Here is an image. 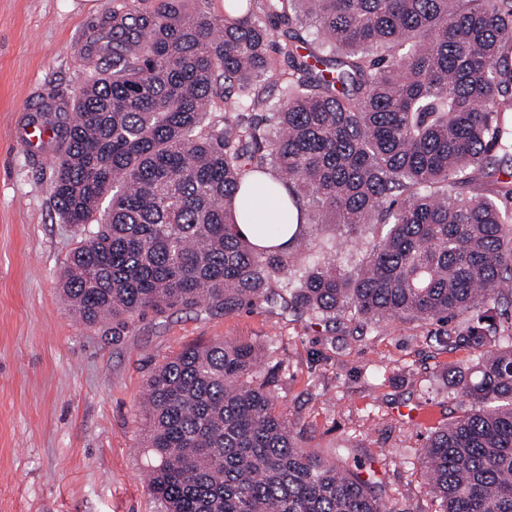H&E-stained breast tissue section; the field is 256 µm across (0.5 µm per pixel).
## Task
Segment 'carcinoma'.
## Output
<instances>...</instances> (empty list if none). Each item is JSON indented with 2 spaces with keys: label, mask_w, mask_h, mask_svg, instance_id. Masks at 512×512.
<instances>
[{
  "label": "carcinoma",
  "mask_w": 512,
  "mask_h": 512,
  "mask_svg": "<svg viewBox=\"0 0 512 512\" xmlns=\"http://www.w3.org/2000/svg\"><path fill=\"white\" fill-rule=\"evenodd\" d=\"M191 0L105 12L80 53L106 69L35 114L58 142L51 194L85 238L61 276L88 325L278 299L325 322H470L434 337L464 408L419 462L437 512H512V0ZM317 36L300 52L299 28ZM270 86L281 89L271 103ZM304 224L386 227L349 270L260 248L247 184ZM246 337L191 344L147 383L160 512H400L280 410Z\"/></svg>",
  "instance_id": "obj_1"
}]
</instances>
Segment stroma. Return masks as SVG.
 I'll return each mask as SVG.
<instances>
[{
	"instance_id": "obj_1",
	"label": "stroma",
	"mask_w": 512,
	"mask_h": 512,
	"mask_svg": "<svg viewBox=\"0 0 512 512\" xmlns=\"http://www.w3.org/2000/svg\"><path fill=\"white\" fill-rule=\"evenodd\" d=\"M122 0H0V512H158L143 480L141 402L152 369L182 349L245 336L276 350L278 402L309 448H348L363 478L398 496L404 512H434L418 461L430 421L461 406L441 373L467 350H439L446 325L393 320L360 334L282 304L175 308L88 325L70 311L60 273L84 237L53 209L54 147L17 137L52 94L74 97L93 69L85 36ZM335 224L307 226L304 261L337 243Z\"/></svg>"
}]
</instances>
